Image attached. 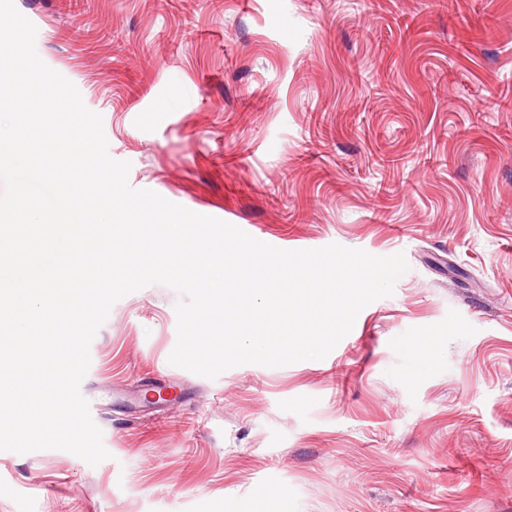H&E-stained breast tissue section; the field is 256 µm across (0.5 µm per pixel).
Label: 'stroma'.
Returning a JSON list of instances; mask_svg holds the SVG:
<instances>
[{
    "mask_svg": "<svg viewBox=\"0 0 512 512\" xmlns=\"http://www.w3.org/2000/svg\"><path fill=\"white\" fill-rule=\"evenodd\" d=\"M15 5L133 188L408 269L324 359L214 379L175 290L123 297L80 386L109 459L0 451V512H512V0Z\"/></svg>",
    "mask_w": 512,
    "mask_h": 512,
    "instance_id": "stroma-1",
    "label": "stroma"
}]
</instances>
